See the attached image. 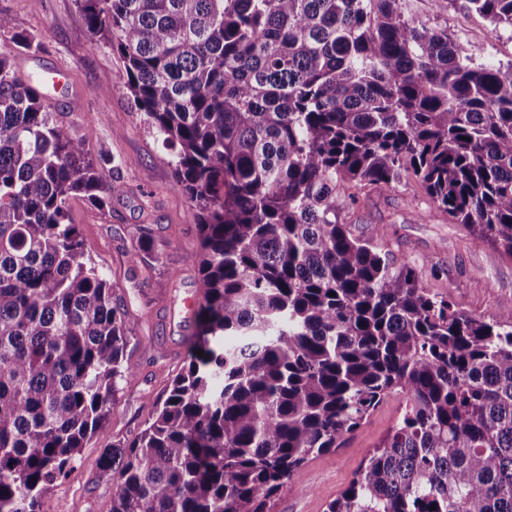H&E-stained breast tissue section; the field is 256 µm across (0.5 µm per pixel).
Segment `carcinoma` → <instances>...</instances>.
Here are the masks:
<instances>
[{
    "instance_id": "cac0c4a2",
    "label": "carcinoma",
    "mask_w": 512,
    "mask_h": 512,
    "mask_svg": "<svg viewBox=\"0 0 512 512\" xmlns=\"http://www.w3.org/2000/svg\"><path fill=\"white\" fill-rule=\"evenodd\" d=\"M407 2L75 0L175 151L204 287L185 372L103 449L110 512H271L394 394L400 418L326 512H512V308L460 309L341 218L411 173L512 258V72ZM466 7L512 28V0ZM93 135L0 48V512H43L129 374L121 297L70 218L123 191Z\"/></svg>"
}]
</instances>
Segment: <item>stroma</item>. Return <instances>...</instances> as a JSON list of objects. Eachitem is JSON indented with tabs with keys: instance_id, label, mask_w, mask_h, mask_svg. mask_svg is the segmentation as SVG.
<instances>
[{
	"instance_id": "1",
	"label": "stroma",
	"mask_w": 512,
	"mask_h": 512,
	"mask_svg": "<svg viewBox=\"0 0 512 512\" xmlns=\"http://www.w3.org/2000/svg\"><path fill=\"white\" fill-rule=\"evenodd\" d=\"M16 30L33 34L41 48L13 57L22 77H43L64 69L67 97L45 92L52 111L70 130L95 126L90 151L98 156L103 183H121L108 212L85 202L72 204L92 260L115 285L124 304L128 377L118 380L103 433L82 448L68 477L44 504L46 512H110L112 484L99 477L103 448L140 432L159 398L187 364L189 341L198 332L196 311L203 301L202 280L193 261L199 236L189 218V200L173 186V153L148 126L127 93L118 55L87 28L75 0H0ZM410 15L446 28L476 59L512 70V30L493 27L464 0H409ZM95 86L105 97H89ZM354 234L375 235L394 260H410L424 284L448 295L459 308L490 317L512 306V258L463 224L451 223L425 196L413 176L396 188L364 190L343 214ZM151 231L158 260L135 261L138 230ZM398 399L383 403L336 449L309 461L278 495L273 512H325L343 491L368 453L395 424Z\"/></svg>"
}]
</instances>
